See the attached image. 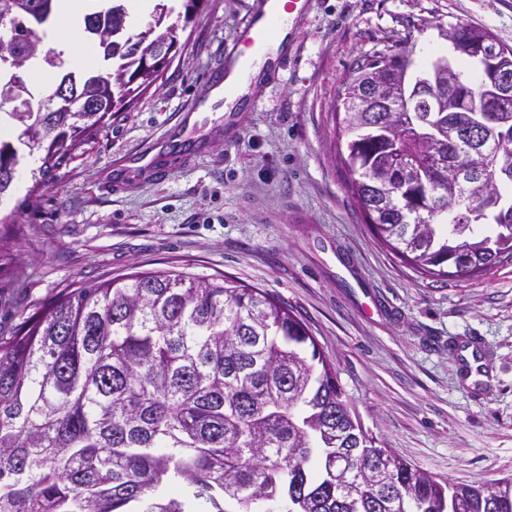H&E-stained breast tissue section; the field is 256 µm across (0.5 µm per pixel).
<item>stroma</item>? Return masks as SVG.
Masks as SVG:
<instances>
[{
    "instance_id": "obj_1",
    "label": "stroma",
    "mask_w": 512,
    "mask_h": 512,
    "mask_svg": "<svg viewBox=\"0 0 512 512\" xmlns=\"http://www.w3.org/2000/svg\"><path fill=\"white\" fill-rule=\"evenodd\" d=\"M253 0H208L184 24L159 88L107 122L29 201L32 166L0 197V331L61 294L137 271L229 276L283 300L332 363L364 429L440 482L512 476V259L436 280L374 237L334 162L333 106L362 55L411 35L413 57L452 55L467 24L512 48V0H311L278 83L239 101L232 133L216 105L197 158L175 125ZM159 156L163 178L130 169Z\"/></svg>"
}]
</instances>
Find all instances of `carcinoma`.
<instances>
[{"label":"carcinoma","mask_w":512,"mask_h":512,"mask_svg":"<svg viewBox=\"0 0 512 512\" xmlns=\"http://www.w3.org/2000/svg\"><path fill=\"white\" fill-rule=\"evenodd\" d=\"M53 0H0V101L16 142L0 140L4 158L19 148L43 153L32 190L116 111L156 85L163 72L142 64L153 43L174 42L167 7L126 34L128 9L114 4L84 17V31L115 67L109 76L67 72L79 96L103 112H45L19 75L31 60L62 68L61 54L41 53L35 26ZM460 41L481 39L512 67V49L490 33L459 25ZM412 34L355 60L336 103L335 161L377 239L421 274L450 277L448 251L461 248L478 275L512 257V223L488 217L463 225L458 193L448 176L425 169L435 185L420 216L391 194L389 171L372 152L374 140L427 161L434 146L448 150L477 115L448 111L430 120L433 142L397 138L364 127V113L347 105L371 75L386 81L388 66L408 53ZM341 424L368 454L346 460L338 483L330 473L336 445L328 432ZM388 484L393 512H512V477L492 483H441L382 446L343 398L331 362L308 327L284 301L234 279L192 278L142 271L61 295L50 308L0 335V512H386L371 482Z\"/></svg>","instance_id":"carcinoma-1"}]
</instances>
